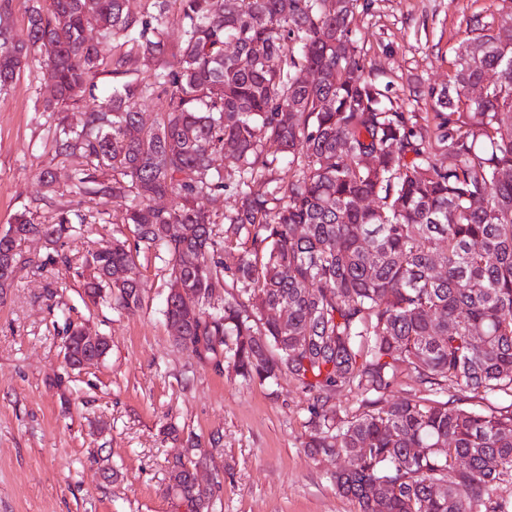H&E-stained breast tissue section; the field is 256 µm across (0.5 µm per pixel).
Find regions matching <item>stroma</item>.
Returning a JSON list of instances; mask_svg holds the SVG:
<instances>
[{"mask_svg":"<svg viewBox=\"0 0 512 512\" xmlns=\"http://www.w3.org/2000/svg\"><path fill=\"white\" fill-rule=\"evenodd\" d=\"M503 0H372L357 34L366 70L390 84L406 111L425 113L412 91L443 87L474 19H499ZM49 95L40 57L30 56L0 96V230L14 214L48 223L80 208L93 219L49 262L53 247L34 239L11 288L0 294V512H181L166 493L178 457H206L212 512H358L339 495L334 459L310 455L307 395L290 375L244 381L176 341L164 315L167 265L142 257L141 308L120 312L86 298L75 274L101 240L132 239L117 218L121 198L74 204L75 160L55 156L54 128L34 110ZM56 174L53 191L39 183ZM54 286L47 296L46 286ZM107 336L94 368L68 367V322ZM177 434H167L169 426Z\"/></svg>","mask_w":512,"mask_h":512,"instance_id":"stroma-1","label":"stroma"}]
</instances>
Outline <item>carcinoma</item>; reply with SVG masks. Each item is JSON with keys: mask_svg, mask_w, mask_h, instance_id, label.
<instances>
[{"mask_svg": "<svg viewBox=\"0 0 512 512\" xmlns=\"http://www.w3.org/2000/svg\"><path fill=\"white\" fill-rule=\"evenodd\" d=\"M30 2L14 45L0 4V94L40 53L55 154L79 159L72 193L130 199L117 223L135 243L91 255L85 294L136 309L140 253L166 255L169 288L186 289L165 308L183 344L223 350L244 381L291 374L310 394L304 447L342 461L334 484L359 512H512L492 494L512 482V403H470L512 398V10L469 28L428 119L366 74L367 2ZM140 69L150 81L128 78ZM103 72L112 93L91 105ZM154 93L159 111H139ZM85 221L16 215L0 269L22 257L17 239L56 245ZM66 341L78 360L110 351L78 325ZM406 372L420 389L390 399ZM345 390L359 396L350 414L333 403ZM196 467L169 471L185 512L201 507Z\"/></svg>", "mask_w": 512, "mask_h": 512, "instance_id": "carcinoma-1", "label": "carcinoma"}]
</instances>
